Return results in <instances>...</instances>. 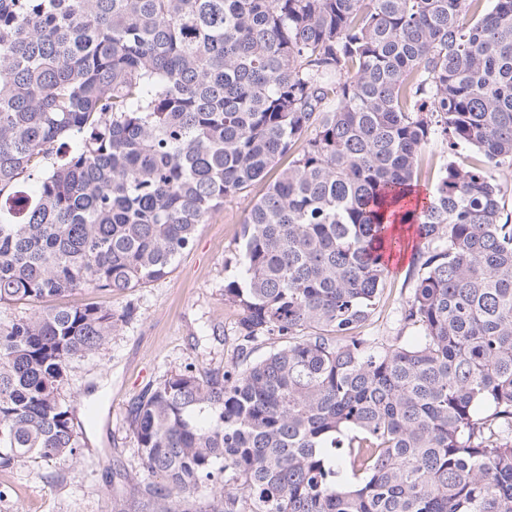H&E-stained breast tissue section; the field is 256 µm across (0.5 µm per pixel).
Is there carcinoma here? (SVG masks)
Masks as SVG:
<instances>
[{
	"label": "carcinoma",
	"mask_w": 512,
	"mask_h": 512,
	"mask_svg": "<svg viewBox=\"0 0 512 512\" xmlns=\"http://www.w3.org/2000/svg\"><path fill=\"white\" fill-rule=\"evenodd\" d=\"M493 2L0 0V309L158 281L267 183L224 280L236 360L130 407L140 512H512V0ZM409 248L421 341L380 345L361 329ZM134 312L0 317L1 469L82 455L59 389Z\"/></svg>",
	"instance_id": "cac0c4a2"
}]
</instances>
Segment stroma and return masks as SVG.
I'll return each instance as SVG.
<instances>
[{
    "label": "stroma",
    "instance_id": "1",
    "mask_svg": "<svg viewBox=\"0 0 512 512\" xmlns=\"http://www.w3.org/2000/svg\"><path fill=\"white\" fill-rule=\"evenodd\" d=\"M264 191L260 183L249 196L226 198L166 278L130 293L85 288L65 297L68 305L95 303L116 313L131 306L135 315L97 354L75 363L60 390L75 408L97 406L94 421L82 426L80 459L0 470V512H134L127 480L143 471L129 408L166 374L188 364L220 369L235 357L237 313L224 302L225 262L236 253L247 210ZM413 284L408 259L394 263L387 281L392 295L363 335L384 344L416 338V330L399 326V303Z\"/></svg>",
    "mask_w": 512,
    "mask_h": 512
}]
</instances>
